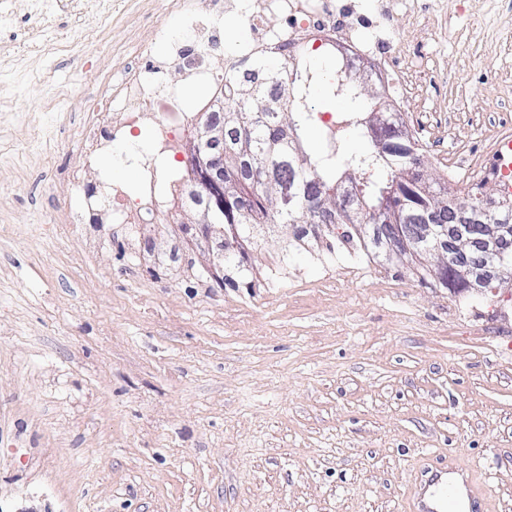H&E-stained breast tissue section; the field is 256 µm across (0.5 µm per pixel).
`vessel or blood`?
<instances>
[{"instance_id": "vessel-or-blood-1", "label": "vessel or blood", "mask_w": 512, "mask_h": 512, "mask_svg": "<svg viewBox=\"0 0 512 512\" xmlns=\"http://www.w3.org/2000/svg\"><path fill=\"white\" fill-rule=\"evenodd\" d=\"M421 480L412 492L411 512H490L477 468L424 460Z\"/></svg>"}]
</instances>
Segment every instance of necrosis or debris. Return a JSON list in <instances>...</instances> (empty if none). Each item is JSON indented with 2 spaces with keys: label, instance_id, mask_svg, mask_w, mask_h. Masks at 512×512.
I'll return each instance as SVG.
<instances>
[{
  "label": "necrosis or debris",
  "instance_id": "1",
  "mask_svg": "<svg viewBox=\"0 0 512 512\" xmlns=\"http://www.w3.org/2000/svg\"><path fill=\"white\" fill-rule=\"evenodd\" d=\"M440 0H183L186 27L196 32L190 41H169L163 23H154L118 79H105L88 98L86 111L71 121L69 140L88 166L111 152L114 142L149 130L151 152L137 159L138 194L112 182L87 179L70 171L62 183L79 204L65 218L69 224H151L168 209L160 164L193 165L186 150L202 117L219 111L236 86L249 80L257 62L286 60L295 50L306 52L335 45L343 63L370 76L397 74L406 81L437 80L411 50L396 18L413 23L425 13H438ZM238 16L249 33L241 44L224 48V68L208 60L222 18ZM168 40L165 57L153 54L154 41ZM177 69L180 83L170 82ZM210 86L207 100L191 103L184 92L191 84Z\"/></svg>",
  "mask_w": 512,
  "mask_h": 512
}]
</instances>
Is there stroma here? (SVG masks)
Listing matches in <instances>:
<instances>
[{
  "label": "stroma",
  "mask_w": 512,
  "mask_h": 512,
  "mask_svg": "<svg viewBox=\"0 0 512 512\" xmlns=\"http://www.w3.org/2000/svg\"><path fill=\"white\" fill-rule=\"evenodd\" d=\"M156 4L90 0L103 48L63 14L0 25V512H409L428 456L477 467L512 512V283L456 295L289 226L251 252L252 283L220 286L168 263L167 215L136 242L64 223L52 171L139 188L124 154L148 132L110 169L60 138ZM462 6L442 0L453 38L404 29L446 75L410 100L449 128L424 153L440 177L449 144L512 133V0Z\"/></svg>",
  "instance_id": "35a3bbf8"
}]
</instances>
